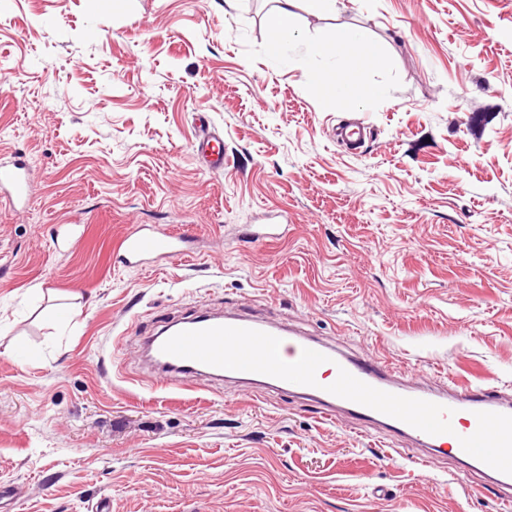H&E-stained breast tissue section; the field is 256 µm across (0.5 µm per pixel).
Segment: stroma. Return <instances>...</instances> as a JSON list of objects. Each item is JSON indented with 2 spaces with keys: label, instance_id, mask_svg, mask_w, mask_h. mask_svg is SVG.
I'll list each match as a JSON object with an SVG mask.
<instances>
[{
  "label": "stroma",
  "instance_id": "obj_1",
  "mask_svg": "<svg viewBox=\"0 0 512 512\" xmlns=\"http://www.w3.org/2000/svg\"><path fill=\"white\" fill-rule=\"evenodd\" d=\"M0 0V484L19 512H503L450 460L415 464L350 417L237 383L156 389L142 342L197 310L273 318L421 383L512 395V0ZM381 41V97L324 98L311 53L336 27ZM207 113L224 170L193 150ZM367 124L358 153L338 123ZM284 215L281 238L254 224ZM135 224L192 228L194 256L143 270ZM20 339V353L10 352ZM278 7L269 23V32L265 42L268 57L281 59L286 55L288 43L296 35L293 22L294 3L298 0H275ZM10 159L0 160V193L7 191L22 198L28 189L26 166L22 156L14 155Z\"/></svg>",
  "mask_w": 512,
  "mask_h": 512
}]
</instances>
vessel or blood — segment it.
Returning a JSON list of instances; mask_svg holds the SVG:
<instances>
[{"mask_svg": "<svg viewBox=\"0 0 512 512\" xmlns=\"http://www.w3.org/2000/svg\"><path fill=\"white\" fill-rule=\"evenodd\" d=\"M194 150L208 167H224V143L203 131ZM21 156L0 160V193L24 197ZM192 231L142 224L119 242L116 257L136 267L193 254ZM152 385L188 386L197 378L275 385L314 402L322 419L339 411L408 437L433 454L460 460L497 488L512 487V401L496 388L459 391L413 386L393 376L391 362L353 356L287 326L246 316L197 314L165 323L145 341Z\"/></svg>", "mask_w": 512, "mask_h": 512, "instance_id": "b4317fda", "label": "vessel or blood"}]
</instances>
